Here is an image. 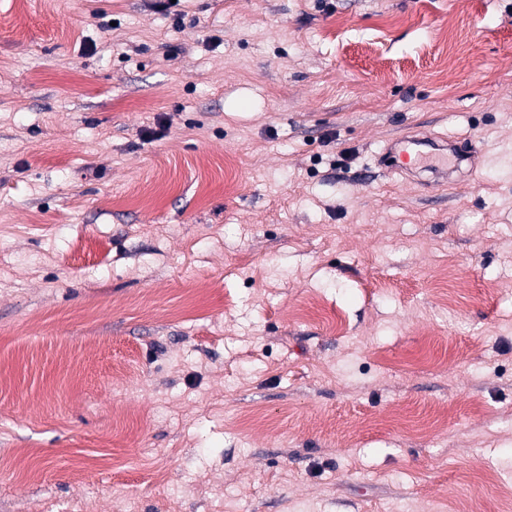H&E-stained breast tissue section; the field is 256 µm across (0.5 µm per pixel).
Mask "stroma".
<instances>
[{
  "mask_svg": "<svg viewBox=\"0 0 512 512\" xmlns=\"http://www.w3.org/2000/svg\"><path fill=\"white\" fill-rule=\"evenodd\" d=\"M0 512H512V0H0ZM462 143V142H461ZM439 144L424 133L403 135L387 145L379 159L387 168L416 172L428 171L434 178L447 179L448 173L470 163L474 172L482 159L479 152L468 149L462 143ZM413 162V163H412ZM412 163L410 166L408 164Z\"/></svg>",
  "mask_w": 512,
  "mask_h": 512,
  "instance_id": "obj_1",
  "label": "stroma"
}]
</instances>
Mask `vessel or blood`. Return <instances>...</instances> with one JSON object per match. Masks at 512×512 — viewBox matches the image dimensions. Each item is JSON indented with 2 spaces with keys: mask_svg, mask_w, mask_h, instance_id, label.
Here are the masks:
<instances>
[{
  "mask_svg": "<svg viewBox=\"0 0 512 512\" xmlns=\"http://www.w3.org/2000/svg\"><path fill=\"white\" fill-rule=\"evenodd\" d=\"M380 160L390 169L422 170L441 179L447 178L450 171L462 164L467 163L475 168L480 163L477 151L458 143L446 146L423 133L393 139L381 154Z\"/></svg>",
  "mask_w": 512,
  "mask_h": 512,
  "instance_id": "b4317fda",
  "label": "vessel or blood"
}]
</instances>
